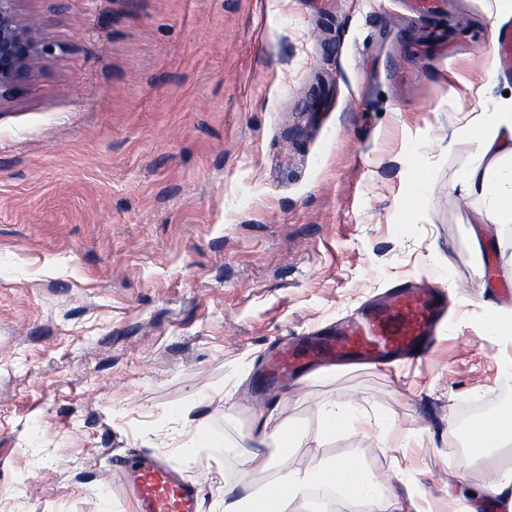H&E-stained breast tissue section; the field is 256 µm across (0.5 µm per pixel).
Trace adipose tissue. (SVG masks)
Wrapping results in <instances>:
<instances>
[{
    "instance_id": "adipose-tissue-1",
    "label": "adipose tissue",
    "mask_w": 512,
    "mask_h": 512,
    "mask_svg": "<svg viewBox=\"0 0 512 512\" xmlns=\"http://www.w3.org/2000/svg\"><path fill=\"white\" fill-rule=\"evenodd\" d=\"M460 122L463 130L478 140L480 153L458 182V192L485 200V208L476 214V223L511 224L512 98L499 101L497 111L492 113L478 117L462 113ZM273 419V414H260L259 425L246 435L250 463L274 473L270 486L225 503L224 512H289L294 503H308L316 489L338 492L346 503L370 497L372 512H403L405 507L413 506V499H402L393 488L372 489L370 478L345 458L321 459L305 471L276 466L268 448L291 444L297 433L285 426L273 427Z\"/></svg>"
}]
</instances>
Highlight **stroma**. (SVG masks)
Here are the masks:
<instances>
[{"label":"stroma","instance_id":"obj_1","mask_svg":"<svg viewBox=\"0 0 512 512\" xmlns=\"http://www.w3.org/2000/svg\"><path fill=\"white\" fill-rule=\"evenodd\" d=\"M413 2L21 0L56 49L0 103V512H135L110 470L131 451L224 512L272 479L244 435L275 406L300 431L270 450L286 469L345 456L434 512L492 479L455 445L512 371L485 333L512 311V223L473 238L485 202L455 183L479 145L456 118L512 70L485 74L493 0ZM413 280L456 296L430 359L265 382L277 341ZM326 401L364 432L320 443Z\"/></svg>","mask_w":512,"mask_h":512}]
</instances>
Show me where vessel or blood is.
<instances>
[{
  "label": "vessel or blood",
  "mask_w": 512,
  "mask_h": 512,
  "mask_svg": "<svg viewBox=\"0 0 512 512\" xmlns=\"http://www.w3.org/2000/svg\"><path fill=\"white\" fill-rule=\"evenodd\" d=\"M450 296L444 284L408 288L389 301L359 307L334 336L303 345L289 344L277 360L275 375L291 372L298 364L355 359L375 365L395 357L426 360L433 352L435 331ZM112 467L123 478L125 496L137 512H203L197 485L185 480L168 462L148 455L114 458Z\"/></svg>",
  "instance_id": "1"
}]
</instances>
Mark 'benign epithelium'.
Returning <instances> with one entry per match:
<instances>
[{"label":"benign epithelium","mask_w":512,"mask_h":512,"mask_svg":"<svg viewBox=\"0 0 512 512\" xmlns=\"http://www.w3.org/2000/svg\"><path fill=\"white\" fill-rule=\"evenodd\" d=\"M53 51L37 24L22 20L18 0H0V102L12 98Z\"/></svg>","instance_id":"benign-epithelium-1"}]
</instances>
